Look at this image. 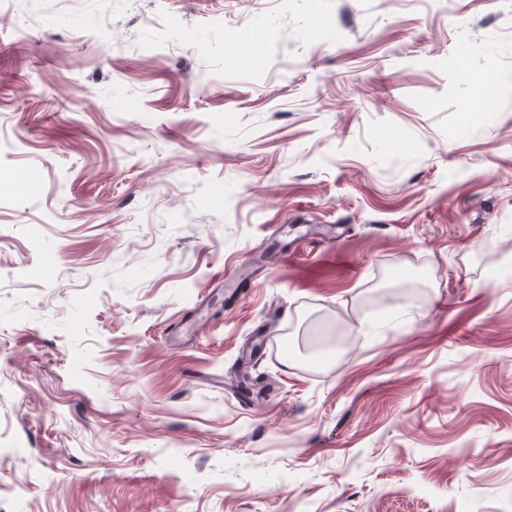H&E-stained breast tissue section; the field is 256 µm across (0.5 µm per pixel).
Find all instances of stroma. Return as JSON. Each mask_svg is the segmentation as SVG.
Masks as SVG:
<instances>
[{
    "label": "stroma",
    "mask_w": 512,
    "mask_h": 512,
    "mask_svg": "<svg viewBox=\"0 0 512 512\" xmlns=\"http://www.w3.org/2000/svg\"><path fill=\"white\" fill-rule=\"evenodd\" d=\"M0 512H512V0H7Z\"/></svg>",
    "instance_id": "stroma-1"
}]
</instances>
